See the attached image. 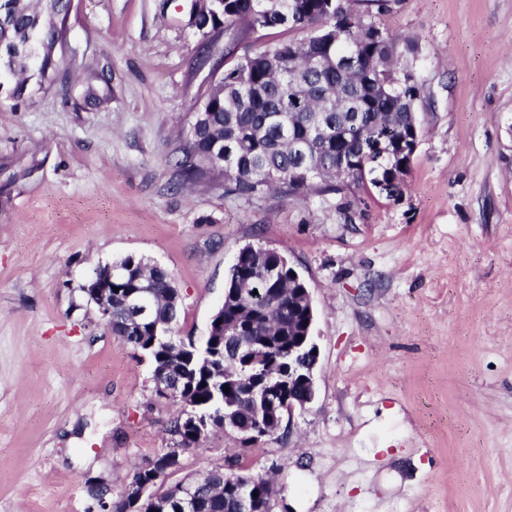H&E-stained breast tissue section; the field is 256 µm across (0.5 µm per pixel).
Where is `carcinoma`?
Segmentation results:
<instances>
[{"instance_id": "carcinoma-1", "label": "carcinoma", "mask_w": 512, "mask_h": 512, "mask_svg": "<svg viewBox=\"0 0 512 512\" xmlns=\"http://www.w3.org/2000/svg\"><path fill=\"white\" fill-rule=\"evenodd\" d=\"M229 0L224 4V31L230 32L225 56L224 96L205 97L195 112L190 132L171 163L191 180L205 176L224 181V195L275 193L309 205L319 203L342 214L361 203L357 191L373 188L407 156L392 150L373 152L371 141L385 131L389 140L422 137L419 103L425 88L413 66L404 61L396 37L373 19L391 10L395 0ZM57 16L59 29L45 32L37 20ZM68 0H0V87L14 100L24 98L29 74L45 81L57 68L53 46L66 37ZM287 28L304 33L300 39L273 45L250 43L258 30ZM337 67L326 65L328 57ZM352 157L344 172L336 159ZM284 256L275 249L248 245L236 256L224 289L222 306L212 321L213 336L198 346L187 337L154 336L130 320L127 289L112 292V335L133 353L147 356L156 383L175 378L169 398L181 411L169 425L178 447L203 446L189 426L187 413L212 416L216 429L230 428L241 436L267 417L250 388L273 384L279 409L270 422L275 431L288 408V337L304 333L308 305L297 294L299 284L288 268L276 269ZM120 266L135 265L146 275L153 293L145 299L154 323L172 330L180 299L169 296L172 277L154 265L128 256ZM248 280L252 292L241 296L236 281ZM229 391H224V388ZM177 454L166 453L135 467L132 479L147 484L140 512H243L244 502L258 512L267 507L271 486L266 475L237 466L212 469L194 480L193 500L172 499L180 483L168 484ZM258 496H253V492Z\"/></svg>"}]
</instances>
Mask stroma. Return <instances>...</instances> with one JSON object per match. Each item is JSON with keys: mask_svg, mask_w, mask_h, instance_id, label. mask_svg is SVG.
Wrapping results in <instances>:
<instances>
[{"mask_svg": "<svg viewBox=\"0 0 512 512\" xmlns=\"http://www.w3.org/2000/svg\"><path fill=\"white\" fill-rule=\"evenodd\" d=\"M416 38L423 134L395 203L365 214L179 183L226 36L199 64L184 0H72L58 68L0 98V512H87L171 446L179 406L80 287L132 255L202 338L240 248L305 279L316 395L242 455L274 470L272 512H512V0H398ZM237 434L182 455L177 482L225 466Z\"/></svg>", "mask_w": 512, "mask_h": 512, "instance_id": "1", "label": "stroma"}]
</instances>
